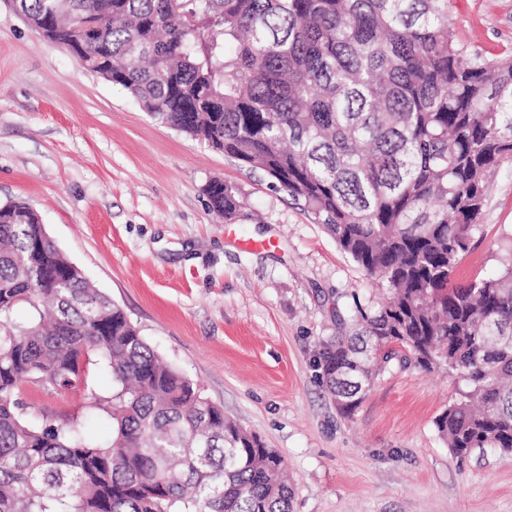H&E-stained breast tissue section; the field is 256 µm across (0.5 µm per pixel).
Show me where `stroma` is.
<instances>
[{"label":"stroma","mask_w":512,"mask_h":512,"mask_svg":"<svg viewBox=\"0 0 512 512\" xmlns=\"http://www.w3.org/2000/svg\"><path fill=\"white\" fill-rule=\"evenodd\" d=\"M470 50L512 49V0H453ZM232 185L231 219L206 186ZM35 209L60 251L226 416L283 459L292 512H512V456L454 455L434 421L446 374L391 362L343 416L319 354L337 317L375 291L322 225L241 164L152 119L0 0V202ZM512 249V161L487 184L458 281ZM31 415L80 414L24 384Z\"/></svg>","instance_id":"stroma-1"}]
</instances>
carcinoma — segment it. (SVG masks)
I'll use <instances>...</instances> for the list:
<instances>
[{"label": "carcinoma", "instance_id": "carcinoma-1", "mask_svg": "<svg viewBox=\"0 0 512 512\" xmlns=\"http://www.w3.org/2000/svg\"><path fill=\"white\" fill-rule=\"evenodd\" d=\"M27 23L155 120L263 170L386 298H354L321 353L351 415L393 360L446 370L458 457L512 453V254L456 280L512 159V51L448 34L451 0H15ZM226 219L236 189L214 182ZM28 307L18 322L14 313ZM103 368L112 387L89 379ZM27 382L110 418L28 416ZM281 456L164 361L28 204H0V512H292Z\"/></svg>", "mask_w": 512, "mask_h": 512}]
</instances>
